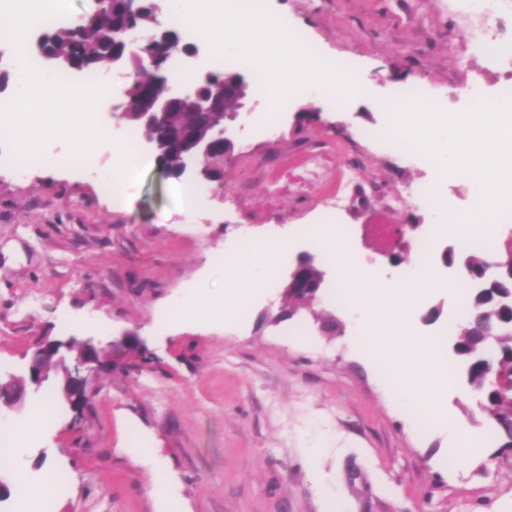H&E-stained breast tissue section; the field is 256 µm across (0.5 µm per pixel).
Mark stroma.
<instances>
[{
	"label": "stroma",
	"mask_w": 512,
	"mask_h": 512,
	"mask_svg": "<svg viewBox=\"0 0 512 512\" xmlns=\"http://www.w3.org/2000/svg\"><path fill=\"white\" fill-rule=\"evenodd\" d=\"M274 3L326 60L346 59L363 91L330 109L294 84L270 142L253 135L268 108L247 69L243 106L224 119L233 149L223 183L203 205L187 210L178 180L153 160L144 181L113 203L100 191L111 151L97 150L88 168L60 140L47 147L52 171L0 167V383L22 374L47 340L100 332L140 340L108 355L78 407L63 399L54 372L28 387L25 410L0 408L11 424L38 404L55 412L0 481L14 490L20 473L36 481L64 474V491H33L49 512H512V452L488 441L468 459H448L446 422L462 417L468 388L453 378L442 421L418 428L377 362L359 350L355 316L330 300L337 272L311 241L328 199L346 197L335 221L351 248L381 281L402 282L408 265L388 254L391 229L416 222L420 237L431 236L439 211L416 190L436 172L421 154L386 148L375 131L408 88L454 112L473 83L494 95L512 79V60L490 62L474 41L499 4L491 0L480 16L468 0ZM271 231L291 248L274 288L255 297L245 320L200 314L159 322L186 292L223 297L217 256ZM454 242L437 239L431 263L440 282L410 314L439 337L446 363L458 277L441 253ZM304 251L324 274L321 292L276 321ZM437 303L442 315L425 321ZM327 319L335 333L321 332ZM314 444L321 458L313 469ZM159 469L169 480L164 501L150 493Z\"/></svg>",
	"instance_id": "35a3bbf8"
}]
</instances>
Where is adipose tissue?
<instances>
[{
	"label": "adipose tissue",
	"mask_w": 512,
	"mask_h": 512,
	"mask_svg": "<svg viewBox=\"0 0 512 512\" xmlns=\"http://www.w3.org/2000/svg\"><path fill=\"white\" fill-rule=\"evenodd\" d=\"M188 34L206 40L215 50L227 44L235 46L255 60L285 57L290 77L306 83L341 85L349 98L360 93L353 76L329 70L319 55L295 49L294 29L287 16L228 11L224 0H212L209 8L191 16ZM321 245L339 260L350 261L349 251L339 243L338 231L326 232ZM287 247L284 237L270 234L225 252V284L231 292L232 305L249 302L256 292L257 276L253 267L243 263V255H253L260 261L280 256ZM350 263L344 285L351 309L366 321L379 318L388 325L383 332L369 330L368 340L373 351L391 366L408 407L440 414V395L448 386V367L437 356V337L417 331L407 317L409 308L437 284L431 268L415 269L401 285L380 288L372 294L365 284L373 278V270L361 261Z\"/></svg>",
	"instance_id": "obj_1"
}]
</instances>
